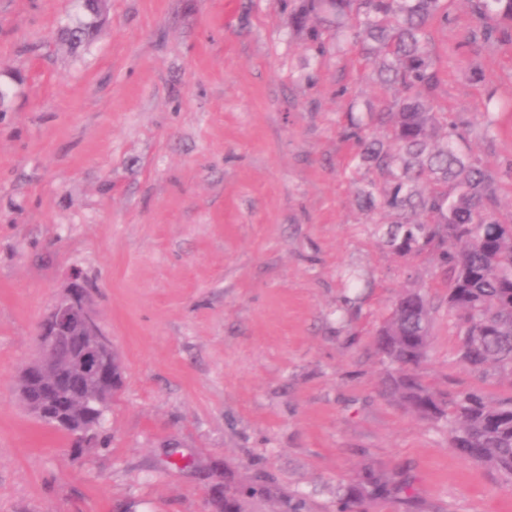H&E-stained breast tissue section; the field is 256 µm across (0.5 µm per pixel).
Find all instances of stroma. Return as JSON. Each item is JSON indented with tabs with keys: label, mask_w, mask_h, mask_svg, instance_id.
Here are the masks:
<instances>
[{
	"label": "stroma",
	"mask_w": 512,
	"mask_h": 512,
	"mask_svg": "<svg viewBox=\"0 0 512 512\" xmlns=\"http://www.w3.org/2000/svg\"><path fill=\"white\" fill-rule=\"evenodd\" d=\"M0 0V512H336L361 469L407 482L369 512H512V485L384 390L376 332L425 287L432 386L495 402L478 380L429 256L406 258L356 203L349 112L385 91L334 37L316 61L286 0ZM464 0L434 26L438 103L512 210V112L481 135L488 95L512 98V45L469 43ZM81 273L122 360L98 442L38 422L17 387L39 322ZM272 484L277 496L260 495Z\"/></svg>",
	"instance_id": "obj_1"
}]
</instances>
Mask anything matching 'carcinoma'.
Listing matches in <instances>:
<instances>
[{"label":"carcinoma","mask_w":512,"mask_h":512,"mask_svg":"<svg viewBox=\"0 0 512 512\" xmlns=\"http://www.w3.org/2000/svg\"><path fill=\"white\" fill-rule=\"evenodd\" d=\"M453 0H297L288 16L314 57L326 50L324 34L336 32V48L353 47L377 80L396 89L361 120L349 117L345 135L359 150L364 178L357 200L368 215L391 223L388 246L400 256L426 253L445 268L448 312L458 336L456 355L468 372L512 379V213L503 215L493 172L466 146V130L436 110L438 60L430 27L448 23ZM473 26L469 42L512 43V0H463ZM94 21L63 31L71 44L89 35ZM431 307L419 288L392 304L379 331L378 349L393 372L386 388L422 419L448 424L452 448L512 484V396L489 403L475 389L439 390L421 380L431 336ZM88 385L82 374L49 395L42 423L76 435L101 425L108 407L73 425L72 399ZM389 483L372 470L358 474L341 512H368Z\"/></svg>","instance_id":"carcinoma-1"}]
</instances>
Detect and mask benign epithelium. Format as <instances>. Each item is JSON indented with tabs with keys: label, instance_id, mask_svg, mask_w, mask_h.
Returning a JSON list of instances; mask_svg holds the SVG:
<instances>
[{
	"label": "benign epithelium",
	"instance_id": "benign-epithelium-1",
	"mask_svg": "<svg viewBox=\"0 0 512 512\" xmlns=\"http://www.w3.org/2000/svg\"><path fill=\"white\" fill-rule=\"evenodd\" d=\"M66 369L90 375L93 384L74 401L73 410L85 413L92 403H99L111 392L122 372L112 340L94 318L88 290L80 278L71 280L63 295L44 316L38 331V352L19 376V390L27 410L34 416L40 407L30 399L28 387L37 381H49Z\"/></svg>",
	"mask_w": 512,
	"mask_h": 512
}]
</instances>
